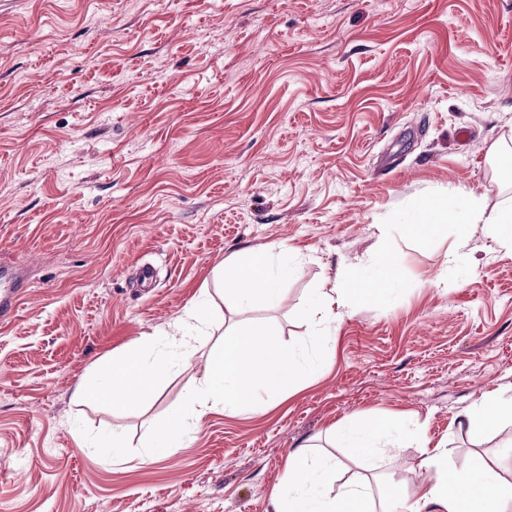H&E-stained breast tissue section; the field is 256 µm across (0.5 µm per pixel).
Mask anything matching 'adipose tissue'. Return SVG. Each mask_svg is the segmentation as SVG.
I'll return each instance as SVG.
<instances>
[{
  "mask_svg": "<svg viewBox=\"0 0 512 512\" xmlns=\"http://www.w3.org/2000/svg\"><path fill=\"white\" fill-rule=\"evenodd\" d=\"M447 224L456 226L457 231L444 263H456L467 256L470 230L477 226L502 246L512 247V195L494 204L486 193L474 191L451 202L428 197L414 206L401 230L409 236L429 239ZM368 263L376 270L373 278L347 286L328 281L317 288L305 309L310 340L306 352L288 349L272 328L246 333L234 327L225 329L221 352L206 363L201 380L186 389L185 404L171 422L155 432L153 447H177L195 432L198 420L217 407L263 411L270 398L288 394L303 379L323 371L340 309L354 299L372 300L398 279L399 270L386 254H376ZM297 270L293 262L273 264L265 250L253 251L243 262L230 257L222 270L224 293L241 310L259 304L275 305L282 298L283 281ZM205 329L198 307H187L163 333L168 355L145 358L142 349L153 338L144 336L138 345L113 356L112 375L105 389L81 383L74 390V399H106L125 407L138 404L150 394L155 381L171 370V356L184 361L193 357ZM465 419L468 431L475 434L498 422H512V386L500 388L485 402L470 407ZM331 436L342 447L375 461L392 455L407 441L422 439L423 434L403 421L390 419L367 425L348 420L336 425ZM335 467V462L315 457L305 449L291 453L285 479L271 497L273 512H404L396 488L381 497L364 483H349L330 492ZM420 469L432 475L430 481L420 485V500L423 505L433 506L435 512H506L507 504L512 502V481L486 465L455 469L448 465L447 452L437 450L422 460Z\"/></svg>",
  "mask_w": 512,
  "mask_h": 512,
  "instance_id": "ef3b65f1",
  "label": "adipose tissue"
}]
</instances>
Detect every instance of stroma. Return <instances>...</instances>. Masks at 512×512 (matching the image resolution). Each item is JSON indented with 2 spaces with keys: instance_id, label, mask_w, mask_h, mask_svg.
<instances>
[{
  "instance_id": "35a3bbf8",
  "label": "stroma",
  "mask_w": 512,
  "mask_h": 512,
  "mask_svg": "<svg viewBox=\"0 0 512 512\" xmlns=\"http://www.w3.org/2000/svg\"><path fill=\"white\" fill-rule=\"evenodd\" d=\"M497 140L512 147V0H0V253L30 283L0 321V512H272L307 443L337 483L410 499L428 449L512 480V425L461 424L512 385V248L478 227L446 266L454 226L399 228L430 194L497 199ZM282 243L301 270L281 302L237 311L216 268ZM378 251L400 280L345 310L323 373L151 447L225 327L304 348L316 288L371 276L356 260ZM200 301L212 336L138 406L74 400ZM392 417L426 444L371 467L329 438Z\"/></svg>"
}]
</instances>
